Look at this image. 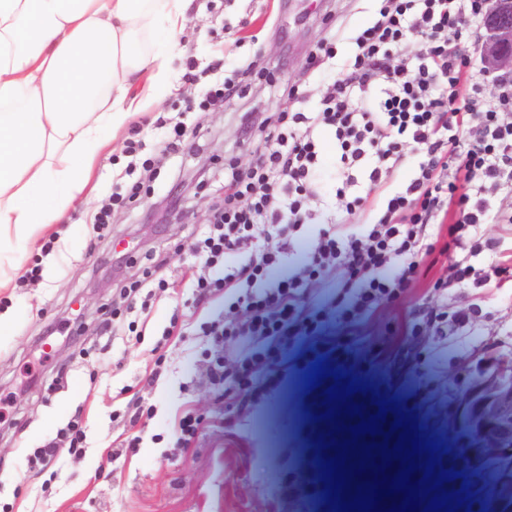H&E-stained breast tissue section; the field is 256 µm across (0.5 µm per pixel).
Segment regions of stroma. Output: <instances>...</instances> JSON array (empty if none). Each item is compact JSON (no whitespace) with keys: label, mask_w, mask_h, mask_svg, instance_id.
<instances>
[{"label":"stroma","mask_w":512,"mask_h":512,"mask_svg":"<svg viewBox=\"0 0 512 512\" xmlns=\"http://www.w3.org/2000/svg\"><path fill=\"white\" fill-rule=\"evenodd\" d=\"M371 16L370 0H193L174 90L145 99L112 134L86 200L36 241L14 246L21 271L37 275L0 291V314L11 321L0 334V394L13 397L0 417V512H333L317 459L339 453L329 420L361 421L339 412L346 399L370 413L386 401L388 420L402 418L438 444L415 457L423 467L437 460L420 483L422 506L463 485L465 496L448 503L453 512H482L490 500L512 512V438L486 443L469 415L476 397L496 406L494 371L512 360V283L494 272L512 264V226L484 224L469 237L480 248L471 263L484 287L457 282L463 251L432 256L394 304L355 327L328 320L252 407L217 391L210 345L194 331L223 302L195 300L191 247L222 203L225 163L247 166L263 146L247 120L315 109ZM337 29L334 65L310 66L311 51ZM225 79L241 94L223 109H199ZM293 85L303 101L287 94ZM178 121L187 138L163 153ZM135 137L138 160L159 159L157 178L135 206L114 209L98 228L94 215L131 181L125 146ZM488 239L498 240L496 252L483 250ZM148 268L167 290L132 312L141 334L113 329L121 289ZM432 307L447 322L410 335L412 319ZM317 361L327 376L313 388L307 375ZM352 380L361 390L349 396ZM331 386L339 390L333 399ZM188 412L201 424L180 447L174 425ZM73 419L85 433L78 455L65 433ZM50 442L54 462L35 465V449Z\"/></svg>","instance_id":"obj_1"}]
</instances>
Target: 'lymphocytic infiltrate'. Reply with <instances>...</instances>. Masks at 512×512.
Segmentation results:
<instances>
[{"instance_id": "f902f5d3", "label": "lymphocytic infiltrate", "mask_w": 512, "mask_h": 512, "mask_svg": "<svg viewBox=\"0 0 512 512\" xmlns=\"http://www.w3.org/2000/svg\"><path fill=\"white\" fill-rule=\"evenodd\" d=\"M481 0H379L372 22L354 38L353 76L329 84L316 112H276L259 125L264 146L247 168H224V197L194 245L211 272L192 282L200 295L224 297L223 320L201 325L223 355L215 382L246 404L256 378L277 373L296 337L316 325L304 305L314 284L333 291L346 324L398 300L437 250L440 217L456 248L464 230L495 222L491 197L512 191V89L484 97L487 76L448 52L449 34L478 35ZM423 47L404 51L408 37ZM336 142V195L344 214L327 215L304 262H288L316 192L323 132ZM414 156L417 172L391 187ZM383 196L366 222L349 223L370 193Z\"/></svg>"}]
</instances>
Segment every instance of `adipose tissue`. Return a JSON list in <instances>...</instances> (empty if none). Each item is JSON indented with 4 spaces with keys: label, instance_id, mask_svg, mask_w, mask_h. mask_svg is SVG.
<instances>
[{
    "label": "adipose tissue",
    "instance_id": "ef3b65f1",
    "mask_svg": "<svg viewBox=\"0 0 512 512\" xmlns=\"http://www.w3.org/2000/svg\"><path fill=\"white\" fill-rule=\"evenodd\" d=\"M192 0H0V266L62 221L142 94L171 90ZM159 34L162 49L147 51Z\"/></svg>",
    "mask_w": 512,
    "mask_h": 512
}]
</instances>
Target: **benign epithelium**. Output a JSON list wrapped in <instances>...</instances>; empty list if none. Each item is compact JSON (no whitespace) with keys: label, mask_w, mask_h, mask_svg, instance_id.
Segmentation results:
<instances>
[{"label":"benign epithelium","mask_w":512,"mask_h":512,"mask_svg":"<svg viewBox=\"0 0 512 512\" xmlns=\"http://www.w3.org/2000/svg\"><path fill=\"white\" fill-rule=\"evenodd\" d=\"M483 33L479 36L483 68L512 85V0H485Z\"/></svg>","instance_id":"1"}]
</instances>
